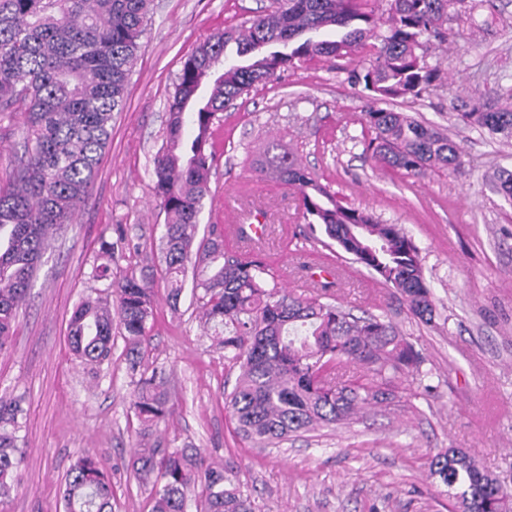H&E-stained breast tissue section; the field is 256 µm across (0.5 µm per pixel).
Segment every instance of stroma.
Instances as JSON below:
<instances>
[{
    "label": "stroma",
    "mask_w": 512,
    "mask_h": 512,
    "mask_svg": "<svg viewBox=\"0 0 512 512\" xmlns=\"http://www.w3.org/2000/svg\"><path fill=\"white\" fill-rule=\"evenodd\" d=\"M273 0H154L139 40L126 106L75 223L64 225L43 255L15 334L0 351V394L24 398L20 483L6 512H63L64 476L92 452L112 469V512H149L148 494L126 465L139 443L130 406L134 385L116 341L109 360L82 362L68 322L88 297H109L110 281L158 266L151 248L165 222L154 190L152 159L165 141L166 102L184 60L224 28L253 18ZM359 48L331 62L313 60L278 71L224 110L212 138L216 172L200 216V232L227 224L230 208L264 212L259 250L294 295L318 284L299 261L317 252L334 271V296L354 314L386 313L419 351L420 374H403L394 397L351 424L260 447L235 430L224 393L238 370L204 335L183 293L178 306L155 277L149 364L163 369L171 415L152 429L164 448H197L239 479L255 512H448L427 455L460 448L502 485L512 487V204L496 191L499 169L512 170V143L460 123L457 97L495 89L512 95V0L459 5L448 40L427 57L442 80L395 111L431 124L461 143V172L422 176L375 164L363 151L366 92L349 80L368 61ZM17 112H0V182L8 183L23 152ZM294 154L351 207L400 225L419 249L436 312L415 318L402 296L320 243L299 237L303 222L291 187L258 175L269 146ZM127 231L109 279L93 275L102 237Z\"/></svg>",
    "instance_id": "obj_1"
}]
</instances>
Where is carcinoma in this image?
<instances>
[{
  "mask_svg": "<svg viewBox=\"0 0 512 512\" xmlns=\"http://www.w3.org/2000/svg\"><path fill=\"white\" fill-rule=\"evenodd\" d=\"M363 0H276V6L240 27L200 44L185 60L167 102L163 146L153 159L154 188L166 222L159 237L168 297L177 304L192 284L197 317L240 373L225 406L237 433L262 447L317 428L348 424L369 405L393 398V381L421 373L413 345L385 317L355 316L323 295L301 298L278 287L259 260L224 252V233L197 237L203 200L211 193L214 154L208 150L215 121L254 86L297 61L341 57L373 38L374 53L350 79L364 85L370 130L365 152L385 168L411 175L456 172L464 165L459 143L403 112L384 107L399 97L418 98L440 79L427 61L430 39H446L451 9L464 0H390L380 20ZM151 0H0V112L24 110V160L0 187V351L13 334L14 312L31 288L45 250L72 223L89 192L111 135L112 113L125 105L139 39L151 19ZM385 26V32L376 29ZM241 57L256 53L246 65ZM457 118L512 141V103L488 90L457 99ZM192 125L194 135L185 136ZM261 171L299 194L311 235L339 247L382 284L405 297L409 311L431 320L434 296L418 248L402 227L346 205L294 156L274 155ZM494 184L512 204V171ZM100 242L106 278L115 250ZM115 300L86 299L69 320L75 355L100 364L112 356V322L118 319L126 363L135 378L132 410L148 428L166 419L163 373L145 366L154 314L152 277L126 274L113 283ZM22 399L0 396V506L18 485ZM130 470L149 491L151 512H255L236 477L205 462L193 448L137 451ZM430 476L446 488L453 512H512V491L483 471L461 448L431 457ZM64 512H112V481L87 452L71 465Z\"/></svg>",
  "mask_w": 512,
  "mask_h": 512,
  "instance_id": "1",
  "label": "carcinoma"
}]
</instances>
